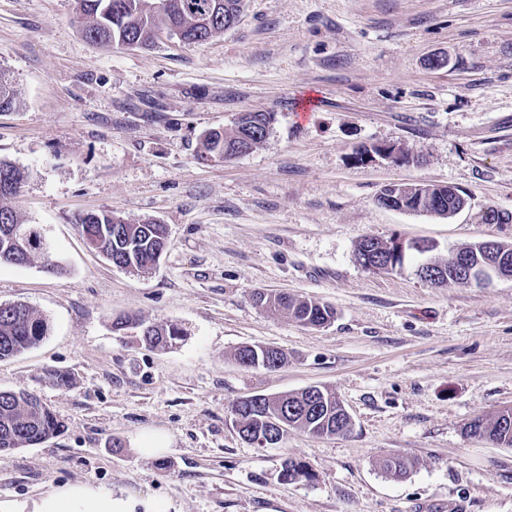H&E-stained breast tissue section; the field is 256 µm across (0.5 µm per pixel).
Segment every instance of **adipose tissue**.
Wrapping results in <instances>:
<instances>
[{
    "mask_svg": "<svg viewBox=\"0 0 512 512\" xmlns=\"http://www.w3.org/2000/svg\"><path fill=\"white\" fill-rule=\"evenodd\" d=\"M0 512H131L129 500L89 485L47 494L33 504H0Z\"/></svg>",
    "mask_w": 512,
    "mask_h": 512,
    "instance_id": "1",
    "label": "adipose tissue"
}]
</instances>
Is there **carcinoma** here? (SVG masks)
<instances>
[{"label": "carcinoma", "mask_w": 512, "mask_h": 512, "mask_svg": "<svg viewBox=\"0 0 512 512\" xmlns=\"http://www.w3.org/2000/svg\"><path fill=\"white\" fill-rule=\"evenodd\" d=\"M157 0H76L77 9L85 20L84 34L92 43L148 48L152 46L159 29L165 28L181 35L188 43L208 40L225 30L224 20L240 16L243 0H171L167 13L157 10ZM19 90L11 76L0 69V112L12 110L18 102ZM272 116L268 112H247L242 115L234 131L207 132L202 137L200 158L217 157L234 152L242 145L254 147L266 137ZM23 174L14 165L0 160V198L17 194ZM384 193L409 212H426L446 217L454 209L455 201L448 199V190L434 185L425 190L416 185L394 184ZM15 224L27 231L30 249L16 254L8 249L6 238L0 232V266H23L40 257L44 268L60 273L63 268L52 260L49 247L41 231L33 224L24 223L16 211L0 206V226ZM82 237L95 244L113 265L136 272L153 269L167 247V228L153 220L139 224H114L112 211L87 213L76 220ZM358 249L368 250L364 256L365 269L392 272L403 265L405 255L395 247L372 237L364 238ZM422 278L437 282L442 287L464 286L468 281L454 273V262L421 264ZM256 303L270 310L281 311L297 322L319 327L334 320L333 307L318 300L296 299L286 294L258 293ZM48 332L46 319L41 318L26 304H0V359L16 356L41 342ZM182 336L181 329L170 324L166 327L148 326L142 329V342L154 349H165ZM237 361L250 368L272 369L286 363L287 357L278 348L265 349L261 345H245L235 353ZM336 396L320 389L316 393L300 390L281 397L264 398L255 410L240 414V429L255 438L266 432L268 414L280 408L286 413L285 426L320 437L336 435L349 428L343 418ZM503 416L475 419L466 427L474 437L484 438L497 445L512 447V425L501 423ZM65 428L49 408L32 393L0 390V457L14 450L40 444L59 435ZM381 468L395 476L407 474L413 462L399 456H390L380 462ZM281 477L288 483L314 478L311 469L291 458L284 459Z\"/></svg>", "instance_id": "1"}]
</instances>
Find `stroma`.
<instances>
[{"label": "stroma", "mask_w": 512, "mask_h": 512, "mask_svg": "<svg viewBox=\"0 0 512 512\" xmlns=\"http://www.w3.org/2000/svg\"><path fill=\"white\" fill-rule=\"evenodd\" d=\"M0 66L23 92L0 112V159L25 174L6 204L63 268L0 267V303L49 324L0 360V390L35 394L66 425L0 457L1 502L83 483L160 512H512V447L465 431L512 408V280L436 287L416 252L389 273L355 259L366 236L434 243L438 261L512 244V223L486 219L512 213V0H244L234 27L148 50L87 41L75 0H0ZM247 112L272 114L266 139L201 159L202 134ZM393 182L450 185L467 205L389 210L376 198ZM102 210L167 226L156 268L88 247L75 219ZM259 291L336 317L303 326L258 308ZM121 315L183 337L147 348L114 329ZM256 344L286 363L241 367L236 349ZM309 386L336 394L347 432L240 438L236 401ZM155 433L169 448L157 459L139 451ZM387 455L416 465L388 475ZM287 456L314 480L283 481Z\"/></svg>", "instance_id": "obj_1"}]
</instances>
